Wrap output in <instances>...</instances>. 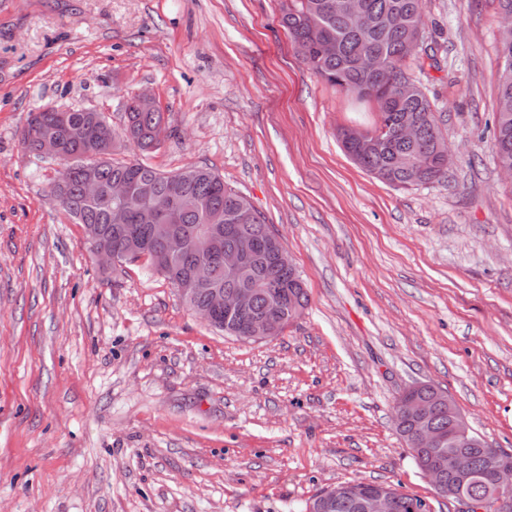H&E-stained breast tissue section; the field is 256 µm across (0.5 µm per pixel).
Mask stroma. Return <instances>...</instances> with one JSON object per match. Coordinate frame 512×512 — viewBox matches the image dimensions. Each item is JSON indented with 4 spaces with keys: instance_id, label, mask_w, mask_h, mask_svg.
<instances>
[{
    "instance_id": "1",
    "label": "stroma",
    "mask_w": 512,
    "mask_h": 512,
    "mask_svg": "<svg viewBox=\"0 0 512 512\" xmlns=\"http://www.w3.org/2000/svg\"><path fill=\"white\" fill-rule=\"evenodd\" d=\"M281 0H0V512H304L322 490L438 495L395 430L426 383L512 452V178L493 118L498 0H425L418 74L453 156L395 188L343 151L374 106L311 73ZM167 130L159 171L205 166L283 241L308 304L277 336L225 335L146 259L101 269L20 132L47 106L137 91Z\"/></svg>"
}]
</instances>
